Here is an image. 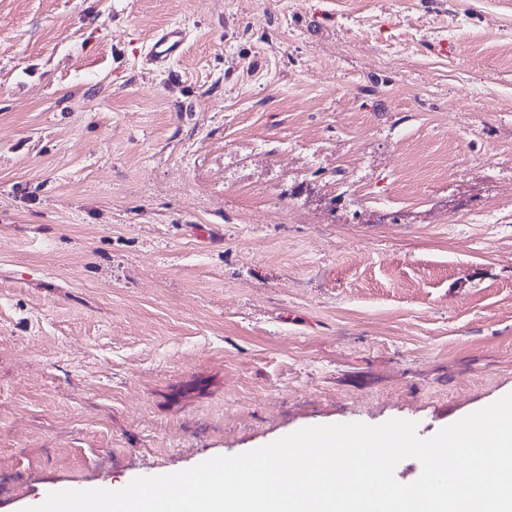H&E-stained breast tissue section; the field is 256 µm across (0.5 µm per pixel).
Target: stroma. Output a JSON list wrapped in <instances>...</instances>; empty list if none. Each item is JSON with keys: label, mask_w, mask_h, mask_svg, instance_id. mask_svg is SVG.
<instances>
[{"label": "stroma", "mask_w": 512, "mask_h": 512, "mask_svg": "<svg viewBox=\"0 0 512 512\" xmlns=\"http://www.w3.org/2000/svg\"><path fill=\"white\" fill-rule=\"evenodd\" d=\"M508 393L512 0H0V512ZM184 40V33L178 27H172L159 34L151 44L149 59L163 63L178 54Z\"/></svg>", "instance_id": "obj_1"}]
</instances>
